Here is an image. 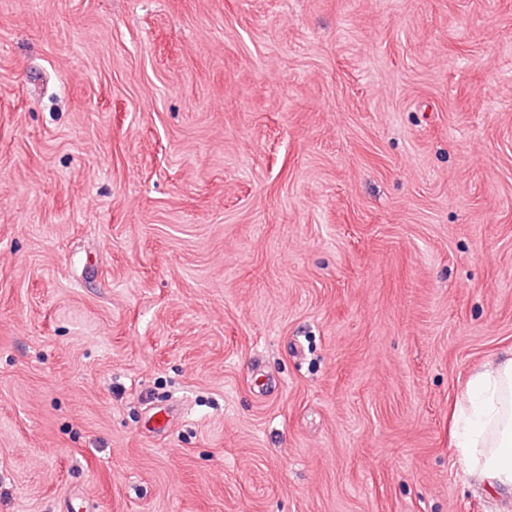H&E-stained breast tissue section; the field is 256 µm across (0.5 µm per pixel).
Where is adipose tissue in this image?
Instances as JSON below:
<instances>
[{
  "label": "adipose tissue",
  "instance_id": "1",
  "mask_svg": "<svg viewBox=\"0 0 512 512\" xmlns=\"http://www.w3.org/2000/svg\"><path fill=\"white\" fill-rule=\"evenodd\" d=\"M464 399L454 437L465 468L489 488L512 494V355L471 376Z\"/></svg>",
  "mask_w": 512,
  "mask_h": 512
}]
</instances>
